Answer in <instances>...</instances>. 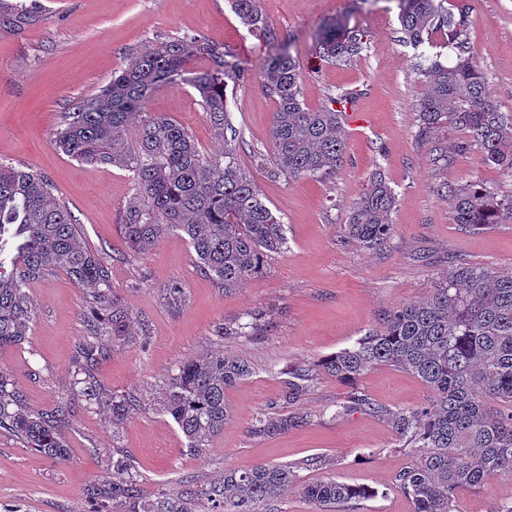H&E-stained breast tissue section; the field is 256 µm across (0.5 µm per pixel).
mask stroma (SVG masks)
Segmentation results:
<instances>
[{
    "label": "stroma",
    "mask_w": 512,
    "mask_h": 512,
    "mask_svg": "<svg viewBox=\"0 0 512 512\" xmlns=\"http://www.w3.org/2000/svg\"><path fill=\"white\" fill-rule=\"evenodd\" d=\"M472 7L468 54L484 73L500 111L512 113V0H467ZM275 40L250 30L230 0H0L12 22L0 24V161L48 177L56 195L81 225L87 247L105 254L111 285L125 307L146 325L145 341L115 345L97 371L109 392L134 394L138 405L121 426L106 409L77 402L64 431L68 460L57 463L0 429V512H84L82 492L109 480L108 451L130 455L144 495L184 482L206 484L224 467L258 462L298 465V480L277 504L279 512H314L305 484L328 477L372 488L374 497L346 512H412L394 485L411 459L389 425L368 414L334 415L346 385L321 374L302 401L282 397L288 366L313 363L353 346L379 328L388 311L424 298L451 260L512 266V221L486 230L455 224L446 183L480 179L489 191L512 190V178L485 164L478 149L433 163L431 143L418 135L416 104L424 86L417 68L433 59L453 62L444 35L419 47L404 42L397 0H261ZM346 18L368 40L360 57L321 61L314 50L321 27ZM200 35L224 47L249 69L247 81L228 85L226 99L242 145L238 157L284 224L286 244L262 274L227 291L197 267L183 235L170 232L132 253L120 222L132 195L128 171L78 161L54 143L64 112L98 93L144 44ZM289 47L303 73V100L311 109L329 94L357 98L344 124L342 169L322 180H270L256 154L269 139L274 100L257 74L277 46ZM149 111L185 126L203 153L220 149L198 93L174 84L157 91ZM381 172L399 196L394 232L378 250L345 243L340 226L372 172ZM178 281L186 301L172 311L164 293ZM35 306L27 340L0 348L8 373L35 408H50L69 394L73 355L86 336V291L56 271L30 284ZM260 315L247 336L217 341L216 325ZM247 360L250 377L225 393L224 430L202 451L190 449L173 419L159 408L160 392L185 361L215 349ZM359 387L392 408L423 404L428 390L417 378L388 366L365 374ZM311 414L310 423L260 439L249 430L265 414ZM324 456L329 469L301 468ZM512 498V475L464 492L460 512H496Z\"/></svg>",
    "instance_id": "1"
}]
</instances>
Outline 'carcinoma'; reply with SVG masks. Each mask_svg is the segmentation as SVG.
Returning <instances> with one entry per match:
<instances>
[{"label": "carcinoma", "instance_id": "cac0c4a2", "mask_svg": "<svg viewBox=\"0 0 512 512\" xmlns=\"http://www.w3.org/2000/svg\"><path fill=\"white\" fill-rule=\"evenodd\" d=\"M446 0H399L404 39L418 47L432 34L448 36L456 60L418 68L424 93L416 109L419 136L431 143L449 130L463 134L451 146L434 148L433 161L448 165L452 155L477 147L483 161L512 178V114L497 108L476 62L465 55L469 7ZM242 23L274 38L260 0H233ZM367 43L365 30L349 22L326 24L318 35L319 58L344 63ZM229 53L199 35L144 45L109 85L65 113L56 129L62 152L89 163L112 164L131 172L133 193L120 224L129 248L139 252L170 231L186 236L201 271L232 289L256 275L285 243L283 224L264 201L253 176L238 159L239 132L232 125L227 81L248 78L227 60ZM205 58L210 66L194 70ZM297 57L284 46L258 74L262 90L276 104L265 148L268 176L288 181L336 173L346 155L343 122L355 93L331 94L317 110L306 107ZM185 83L200 98L205 118L224 141L218 153L203 154L177 121L149 112L147 102L162 86ZM136 124V136L128 129ZM454 221L484 230L512 219V193L496 195L481 181L445 184ZM398 196L379 172L350 205L344 239L368 250L383 247L394 230ZM62 270L88 289V336L72 364L70 393L89 406L108 407L119 425L136 407L133 397L113 396L96 379L112 346L133 335L134 318L112 291L106 257L90 251L82 228L55 197L49 179L33 170L0 162V348L20 344L29 334L33 306L28 284ZM184 288L167 285L165 299L176 310ZM377 366L418 378L429 390L425 404L389 408L374 402L356 382ZM351 385L337 413H364L387 421L412 455L395 476L412 512H458L464 491L512 473V267L459 262L419 302L399 306L383 327L354 346L323 359L318 367L294 365L283 380V399L296 403L309 392L316 372ZM251 374L247 361L213 352L180 364L165 384L161 406L199 451L224 430V392ZM72 402L48 409L27 405L23 393L0 371V428L28 448L67 461L63 428ZM308 424V416L274 413L256 419L255 437L272 438ZM112 479L84 488L86 512H277L276 503L297 481L289 464L258 463L224 468L207 486L191 482L143 494L129 457L109 453ZM302 493L318 512L371 498L375 491L327 478Z\"/></svg>", "mask_w": 512, "mask_h": 512}]
</instances>
